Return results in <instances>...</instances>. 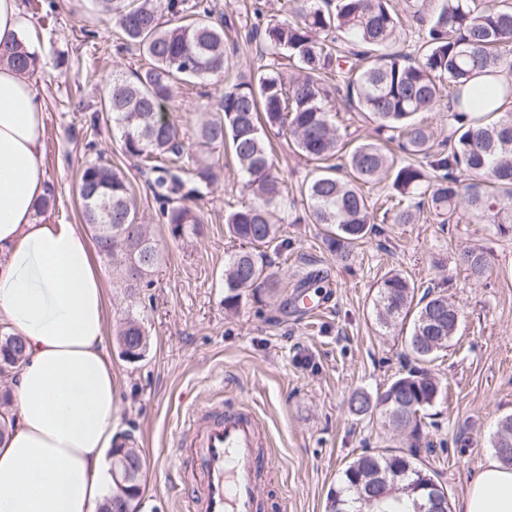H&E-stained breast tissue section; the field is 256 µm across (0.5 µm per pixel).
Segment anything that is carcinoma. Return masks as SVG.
Listing matches in <instances>:
<instances>
[{"instance_id": "carcinoma-1", "label": "carcinoma", "mask_w": 512, "mask_h": 512, "mask_svg": "<svg viewBox=\"0 0 512 512\" xmlns=\"http://www.w3.org/2000/svg\"><path fill=\"white\" fill-rule=\"evenodd\" d=\"M98 13L112 19L122 38L136 46L148 66L133 78H112L102 111L112 121L122 153L154 174L151 190L161 203V219L174 238L196 234L202 220L196 201L209 194L219 174L182 150L179 125L167 104L182 84L220 80L228 69L224 25L197 0H93ZM411 0L421 25L418 60L388 52L399 19L390 0H294L289 16L266 24L263 40L270 55H283L297 74L286 76L275 63L258 70L250 82L226 83L203 106L198 143L232 153L241 189L254 202L224 214V230L239 249L224 262V310L232 312L243 292L257 296L278 287L267 250L279 247L282 225L295 201H287L273 172L271 141L288 136L297 153L315 164L300 190L311 223L320 226L327 248L341 260L371 239L378 224H412L425 213L448 223L461 206L512 231V83L477 87L475 73L512 74V6L477 10L474 0ZM333 31L347 35L359 50L346 55L327 43ZM37 52L16 42L0 56L22 75L35 71ZM341 78L345 104L374 124L376 140H362L349 151L327 109L322 78ZM448 98V150L434 149L433 131L418 119ZM395 142L410 160L398 161L386 147ZM471 178L464 182L462 173ZM389 183L391 192L377 207L361 191L363 183ZM78 194L98 251L112 265L128 297L140 298L154 284L160 252L142 222L124 172L102 155L79 168ZM457 261L480 280L488 270L481 248L459 252ZM380 329L405 333L415 365L395 376L374 396L355 392L349 406L370 413L382 425L419 440L425 412L442 395L425 364L453 340L459 309L445 295L419 286L403 271L391 270L378 282L374 299ZM144 318L127 313L118 330L121 353L139 360L148 349ZM25 339L0 335V374L18 370L25 360ZM9 388H0V441L14 417ZM134 436L114 445L112 455L126 460L129 477L115 483L112 502L100 512H137L142 493L143 460ZM500 460L512 466V416L498 422L493 442ZM442 497L438 510L450 509L447 492L417 453L365 451L342 470L329 493V512H399L388 507L403 499L413 505Z\"/></svg>"}]
</instances>
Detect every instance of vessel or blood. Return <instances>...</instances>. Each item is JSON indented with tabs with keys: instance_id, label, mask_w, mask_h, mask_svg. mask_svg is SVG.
Returning <instances> with one entry per match:
<instances>
[{
	"instance_id": "1",
	"label": "vessel or blood",
	"mask_w": 512,
	"mask_h": 512,
	"mask_svg": "<svg viewBox=\"0 0 512 512\" xmlns=\"http://www.w3.org/2000/svg\"><path fill=\"white\" fill-rule=\"evenodd\" d=\"M186 413L174 442L193 476L179 485L188 512H258L260 479L270 459L253 412L211 401L190 405Z\"/></svg>"
}]
</instances>
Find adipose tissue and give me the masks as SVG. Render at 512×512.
<instances>
[{
	"label": "adipose tissue",
	"mask_w": 512,
	"mask_h": 512,
	"mask_svg": "<svg viewBox=\"0 0 512 512\" xmlns=\"http://www.w3.org/2000/svg\"><path fill=\"white\" fill-rule=\"evenodd\" d=\"M44 129L38 89L1 64L0 323L24 336L26 361L0 443V512H97L112 496L105 452L118 412L107 292L81 228L35 216ZM456 512H512V469L484 465Z\"/></svg>",
	"instance_id": "adipose-tissue-1"
}]
</instances>
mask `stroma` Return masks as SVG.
Masks as SVG:
<instances>
[{
	"instance_id": "35a3bbf8",
	"label": "stroma",
	"mask_w": 512,
	"mask_h": 512,
	"mask_svg": "<svg viewBox=\"0 0 512 512\" xmlns=\"http://www.w3.org/2000/svg\"><path fill=\"white\" fill-rule=\"evenodd\" d=\"M225 19L228 75L247 81L267 58L251 40L257 24L286 16L290 0H206ZM34 33L39 63L31 80L44 100V157L56 202L47 216L77 224L81 205L76 181L85 145L126 174L140 212L163 257L143 315L149 348L141 360L121 355L115 333L107 352L118 394L115 435L133 433L142 451L144 476L139 512H182L171 485L180 463L171 434L190 402L223 394L226 403L251 407L272 443L273 468L260 486L263 512H326L327 496L343 468L363 451L404 450V435L384 429L349 408L353 392L382 391L406 368L401 335L376 324L377 280L388 270L407 273L418 285L435 286L463 312L456 338L430 363L444 398L428 411L420 459L457 501L478 471L495 460V423L512 415V233L459 208L447 224H386L379 237L339 261L323 244L317 225L286 224L288 246L271 254V268L284 286L262 301L244 298L235 313L224 310V260L237 244L224 231V215L248 202L235 164L223 149L201 153L203 163L223 172L222 182L199 202L201 235L173 239L159 218L148 177L122 154L107 120L91 123L113 75L131 76L143 64L136 47L101 22L92 0H21ZM49 12L48 22L39 15ZM214 83L191 88L170 104L187 149L205 93ZM275 174L288 195L299 198L313 166L300 159L287 138L275 140ZM469 247L488 252L490 270L476 281L456 265ZM329 281L326 309L312 316L293 311L291 287L309 273Z\"/></svg>"
}]
</instances>
